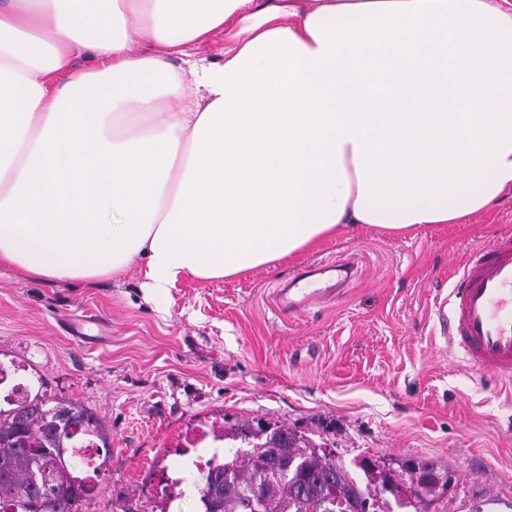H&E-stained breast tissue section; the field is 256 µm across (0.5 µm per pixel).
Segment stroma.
I'll list each match as a JSON object with an SVG mask.
<instances>
[{"mask_svg": "<svg viewBox=\"0 0 512 512\" xmlns=\"http://www.w3.org/2000/svg\"><path fill=\"white\" fill-rule=\"evenodd\" d=\"M512 233V190L461 224L397 235L363 224L219 280L143 288L120 279H38L0 265V361L50 400L89 412L107 470L83 512H193L163 468L197 471L178 449L203 431L296 430L345 465L410 459L449 471L428 512H512V383L475 374L439 320L469 253ZM348 261L334 300L284 315L273 291L297 271Z\"/></svg>", "mask_w": 512, "mask_h": 512, "instance_id": "obj_1", "label": "stroma"}]
</instances>
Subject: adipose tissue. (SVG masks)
<instances>
[{"instance_id":"obj_1","label":"adipose tissue","mask_w":512,"mask_h":512,"mask_svg":"<svg viewBox=\"0 0 512 512\" xmlns=\"http://www.w3.org/2000/svg\"><path fill=\"white\" fill-rule=\"evenodd\" d=\"M90 2L0 6V264L93 281L142 254L156 292L512 189V0Z\"/></svg>"}]
</instances>
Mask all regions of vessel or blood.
Masks as SVG:
<instances>
[{
    "label": "vessel or blood",
    "mask_w": 512,
    "mask_h": 512,
    "mask_svg": "<svg viewBox=\"0 0 512 512\" xmlns=\"http://www.w3.org/2000/svg\"><path fill=\"white\" fill-rule=\"evenodd\" d=\"M299 273L276 289L279 310L293 314L335 299L336 286H306ZM448 341L462 349L472 371L512 378V234L473 251L448 292Z\"/></svg>",
    "instance_id": "1"
}]
</instances>
